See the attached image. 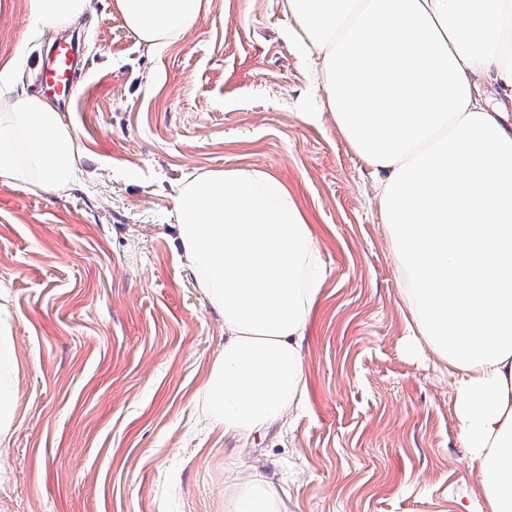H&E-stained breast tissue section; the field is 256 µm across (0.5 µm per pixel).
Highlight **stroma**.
<instances>
[{
  "mask_svg": "<svg viewBox=\"0 0 512 512\" xmlns=\"http://www.w3.org/2000/svg\"><path fill=\"white\" fill-rule=\"evenodd\" d=\"M147 47L90 0L65 33L62 106L87 156L69 193L0 185V320L14 340L0 512H225L258 478L283 512H455L476 489L454 380L413 346L373 179L339 133L286 0H206ZM56 34L0 11V63L37 71ZM285 182L314 224L324 299L302 342L308 399L249 436L205 433L198 390L224 325L176 249L173 197L200 169Z\"/></svg>",
  "mask_w": 512,
  "mask_h": 512,
  "instance_id": "obj_1",
  "label": "stroma"
}]
</instances>
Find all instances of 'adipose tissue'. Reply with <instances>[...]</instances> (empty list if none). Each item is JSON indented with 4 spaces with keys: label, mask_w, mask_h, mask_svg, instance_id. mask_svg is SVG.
<instances>
[{
    "label": "adipose tissue",
    "mask_w": 512,
    "mask_h": 512,
    "mask_svg": "<svg viewBox=\"0 0 512 512\" xmlns=\"http://www.w3.org/2000/svg\"><path fill=\"white\" fill-rule=\"evenodd\" d=\"M44 30L88 0H28ZM148 47L197 22L204 0H114ZM317 56L336 125L370 168L409 330L455 382V415L480 489L456 512H512V0H287ZM73 127L17 89L0 113V185L61 193L79 180ZM178 240L224 345L199 390L208 429L250 435L300 409L301 342L322 301L320 242L264 170H206L174 197ZM12 339L0 331V440L11 425ZM226 512H280L259 480L226 487Z\"/></svg>",
    "instance_id": "1"
}]
</instances>
